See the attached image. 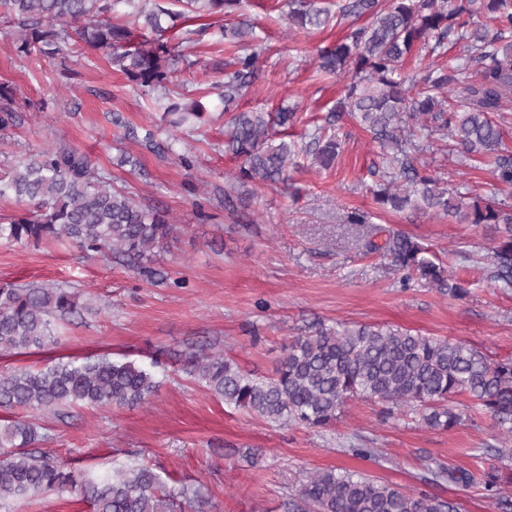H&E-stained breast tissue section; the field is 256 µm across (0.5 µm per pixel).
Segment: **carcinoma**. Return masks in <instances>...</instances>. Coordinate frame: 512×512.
I'll return each mask as SVG.
<instances>
[{"label": "carcinoma", "instance_id": "1", "mask_svg": "<svg viewBox=\"0 0 512 512\" xmlns=\"http://www.w3.org/2000/svg\"><path fill=\"white\" fill-rule=\"evenodd\" d=\"M201 15L230 14L240 0H188ZM112 0H0V21H16L21 30L15 52L53 57L69 42L82 41L111 52L112 61L137 86L168 97L173 62L180 50L160 34L159 7L136 16L158 34L132 44L127 26L112 24ZM345 17L369 23L318 52L320 70L352 72L331 117L350 116L368 131L384 164L376 202L392 211L433 213L484 225L495 237L489 252L488 280L512 287V203L497 189L468 198L444 186L445 180L418 165L427 144L444 142L448 150L480 158L512 185V149L495 114L512 102V0H346ZM289 20L303 28L327 23L315 0H288ZM432 50L458 48L450 65L431 64L421 76L403 72L405 59L422 45ZM259 54L235 57L224 69V111L231 113L224 152L240 161L238 182L282 183L296 144H272L270 127H286L296 113L283 108L274 117L237 112L234 103L254 79ZM13 98L0 86V131L16 124ZM308 153L327 166L338 155L335 137H319ZM12 196L32 205L26 216L0 217V239L20 245L65 242L87 257L122 258L153 282L156 252L176 234L168 213L136 200L112 184L110 174L75 147L49 146L0 177V198ZM367 251L390 258L403 283L417 276L452 298L468 294L464 280L428 256L413 237L391 231L369 239ZM80 309V293L59 283L0 286V354H21L57 343L53 326ZM181 370L202 383L213 397L271 423L308 428L331 427L356 399L388 405L393 416L411 407L434 430L465 423L448 404L465 395L495 427L512 436V357L492 360L464 341L423 336L380 324L319 326L296 336L283 348L269 375L247 371L209 347L189 346L168 352ZM107 355L78 362L62 358L39 369L0 372V411L40 412L85 405L96 409L130 408L148 401L160 387L154 368ZM39 427L26 419L0 423V500L54 491L78 490L93 512H213L201 487L164 485L153 468L135 464L110 477L73 472L61 458L34 450L44 441ZM475 475L438 465L423 477L427 485L468 486ZM512 472L483 474L486 496L499 512H512ZM288 512H458V507L425 490H405L357 472L334 469L309 475L288 499Z\"/></svg>", "mask_w": 512, "mask_h": 512}]
</instances>
